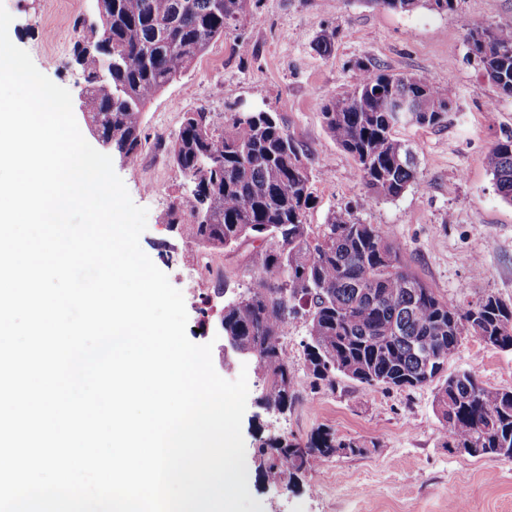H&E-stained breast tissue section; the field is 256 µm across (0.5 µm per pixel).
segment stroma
Segmentation results:
<instances>
[{"label": "stroma", "mask_w": 512, "mask_h": 512, "mask_svg": "<svg viewBox=\"0 0 512 512\" xmlns=\"http://www.w3.org/2000/svg\"><path fill=\"white\" fill-rule=\"evenodd\" d=\"M13 21L11 41L54 83L77 93L81 80L71 50L80 24L96 17L93 0H0ZM247 24L229 29L180 79L146 107L141 148L131 163L114 161L133 202L148 211L142 250L183 294L187 335L211 343L228 301L251 283L249 245L218 250L187 243L162 215L189 193L169 157L184 113H230L251 106L276 113L307 151L314 203L306 215L320 229L332 212L353 206L362 222L389 230L411 269L438 294L468 304L492 293L512 303V206L498 196L484 157L512 131V97L501 95L467 54L477 26L512 24V0H460L455 12L425 7L402 13L370 0H250ZM337 32L332 56L312 42ZM247 52H239V44ZM394 72L425 75L446 90L452 108L434 127L405 126L397 136L416 150L419 182L396 199L369 195L355 163L328 134L324 99L341 96L360 59ZM309 317L299 312L283 344L299 399L283 412L259 404L264 383L248 381L242 421L248 487L263 512H512V458L471 457L445 445L434 410L435 385L364 388L340 378L316 388L306 368ZM474 371L487 386L512 389V350L463 337L445 371ZM326 428L371 442L360 456L337 454L284 488L255 468L262 440L307 438Z\"/></svg>", "instance_id": "obj_1"}]
</instances>
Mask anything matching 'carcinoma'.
<instances>
[{"label":"carcinoma","mask_w":512,"mask_h":512,"mask_svg":"<svg viewBox=\"0 0 512 512\" xmlns=\"http://www.w3.org/2000/svg\"><path fill=\"white\" fill-rule=\"evenodd\" d=\"M249 0H108L94 27L83 28L72 61L83 82L91 123L112 140V151L133 162L141 146L145 106L180 79L224 31L248 19ZM397 12L420 4L439 13L458 0H371ZM337 31H323L313 48L332 55ZM482 75L512 97V25L477 27L466 37ZM450 110L448 94L426 77L393 74L370 62L352 67L350 90L322 103L326 130L355 162L368 193L396 199L419 179L413 148L395 136L403 123L434 127ZM170 157L185 179L206 180L203 195L179 199L162 216L189 243L231 249L257 240L249 257L252 280L224 305V327L265 383L264 406L288 410L297 382L283 347L301 301L311 307L304 345L309 376L333 386L336 377L365 388L414 389L439 381L434 398L446 446L512 448V389L484 385L468 370L444 375L461 338L512 350V306L489 293L467 306L436 293L403 262L389 232L363 223L346 206L318 233L306 213L314 201L308 155L273 112L184 114ZM495 189L512 206V132L485 156ZM273 240L275 247L263 243ZM366 447L358 439L318 430L302 442L273 437L259 445L263 477L293 479L338 448Z\"/></svg>","instance_id":"carcinoma-1"}]
</instances>
